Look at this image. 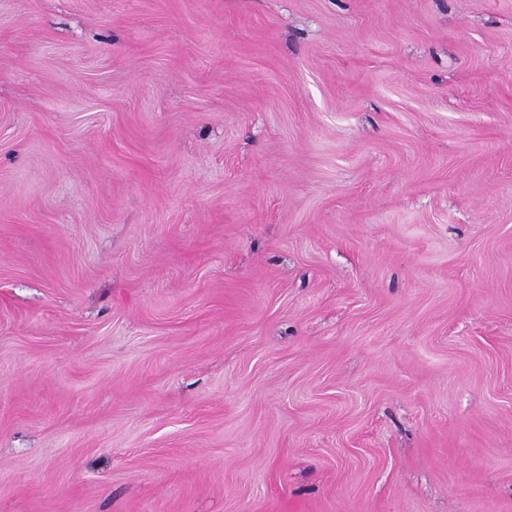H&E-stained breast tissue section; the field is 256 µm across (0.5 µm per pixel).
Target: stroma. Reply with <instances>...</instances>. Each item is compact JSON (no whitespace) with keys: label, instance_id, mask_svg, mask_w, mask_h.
Returning <instances> with one entry per match:
<instances>
[{"label":"stroma","instance_id":"stroma-1","mask_svg":"<svg viewBox=\"0 0 512 512\" xmlns=\"http://www.w3.org/2000/svg\"><path fill=\"white\" fill-rule=\"evenodd\" d=\"M0 512H512V0H0Z\"/></svg>","mask_w":512,"mask_h":512}]
</instances>
